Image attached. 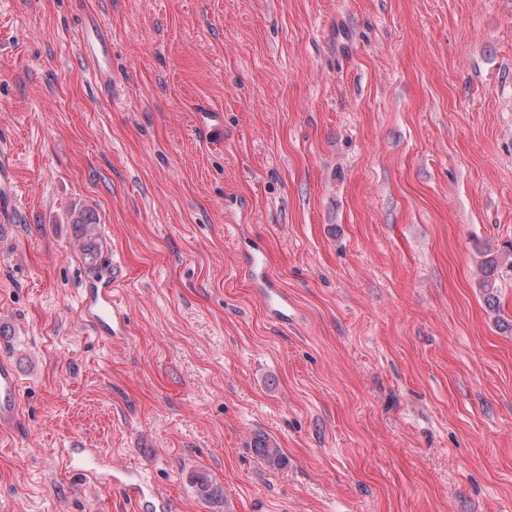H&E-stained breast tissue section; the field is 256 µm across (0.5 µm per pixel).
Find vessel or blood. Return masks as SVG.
Masks as SVG:
<instances>
[{
  "mask_svg": "<svg viewBox=\"0 0 512 512\" xmlns=\"http://www.w3.org/2000/svg\"><path fill=\"white\" fill-rule=\"evenodd\" d=\"M242 271L256 283L263 296L269 317L285 323L295 313V303L287 291L271 277L267 260L260 250L247 252L242 257ZM122 271L118 263L104 258L88 268L82 279L78 296V310L94 333L105 340H125L131 334V316L128 308L118 298ZM23 432L26 417L23 412L20 377L13 365L0 359V429ZM64 459L76 474L97 483H109L123 489L138 508L149 507L153 512H165L167 503L146 475H139L137 482H130L111 471L96 467L93 459L82 457L79 450L66 451Z\"/></svg>",
  "mask_w": 512,
  "mask_h": 512,
  "instance_id": "1",
  "label": "vessel or blood"
}]
</instances>
